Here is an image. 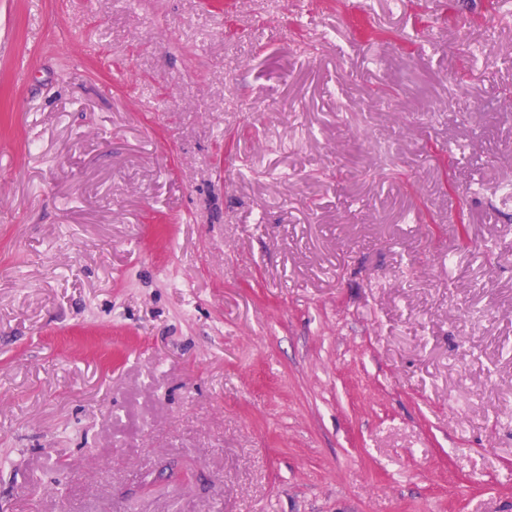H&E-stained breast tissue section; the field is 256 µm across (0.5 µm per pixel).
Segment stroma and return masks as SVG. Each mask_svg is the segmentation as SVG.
I'll list each match as a JSON object with an SVG mask.
<instances>
[{
    "mask_svg": "<svg viewBox=\"0 0 512 512\" xmlns=\"http://www.w3.org/2000/svg\"><path fill=\"white\" fill-rule=\"evenodd\" d=\"M0 512H512V0H0Z\"/></svg>",
    "mask_w": 512,
    "mask_h": 512,
    "instance_id": "obj_1",
    "label": "stroma"
}]
</instances>
